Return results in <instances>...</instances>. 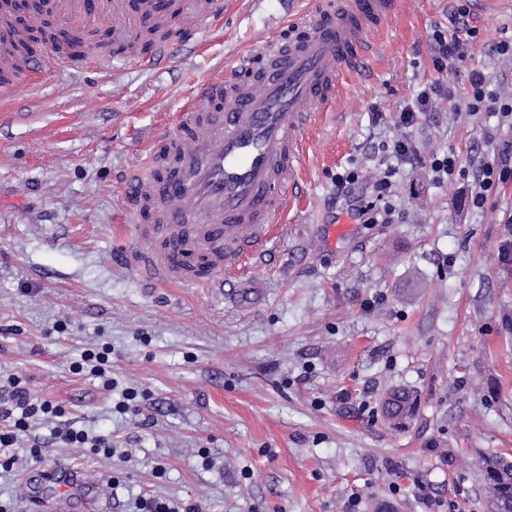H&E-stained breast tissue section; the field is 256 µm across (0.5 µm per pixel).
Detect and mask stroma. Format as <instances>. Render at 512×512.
<instances>
[{"mask_svg": "<svg viewBox=\"0 0 512 512\" xmlns=\"http://www.w3.org/2000/svg\"><path fill=\"white\" fill-rule=\"evenodd\" d=\"M452 6L403 0L374 32L367 74L342 73L308 131L278 239L224 290L147 286L121 262L137 222L123 179L148 142L177 133L193 82L288 37L313 0H224L205 53L173 37L149 68L111 54L114 79L91 67L60 77L58 54L40 53L35 87L0 111V380L19 377L64 415L0 447V512H133L142 495L202 512H428L424 490L449 512H495L482 466L512 456V177L478 209L469 180L434 183L430 162L452 153L470 171L512 140V120L462 106L469 70L512 86V62L492 50L512 39V0H474L484 39L449 77L453 98L414 127L396 122L438 78L429 39ZM403 135L421 164L384 153ZM349 173L366 202L369 181L390 176L395 221L321 236L348 204L336 178ZM105 345L109 391L73 370ZM396 390L414 410L391 421ZM63 422L114 455L57 445ZM35 437L43 461L30 465Z\"/></svg>", "mask_w": 512, "mask_h": 512, "instance_id": "35a3bbf8", "label": "stroma"}]
</instances>
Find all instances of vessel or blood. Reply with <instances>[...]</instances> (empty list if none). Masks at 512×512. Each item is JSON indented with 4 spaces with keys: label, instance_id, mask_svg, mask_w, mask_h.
<instances>
[{
    "label": "vessel or blood",
    "instance_id": "1",
    "mask_svg": "<svg viewBox=\"0 0 512 512\" xmlns=\"http://www.w3.org/2000/svg\"><path fill=\"white\" fill-rule=\"evenodd\" d=\"M399 0H318L289 39L272 38L239 56L234 81L206 76L192 87L199 101L178 136L145 167L129 172L138 244L126 264L150 284L224 287L235 263L259 258L286 212L311 117L333 107L338 76L362 68L374 51L370 34ZM64 30L94 21L122 43L126 0H54ZM190 149H183V141Z\"/></svg>",
    "mask_w": 512,
    "mask_h": 512
}]
</instances>
